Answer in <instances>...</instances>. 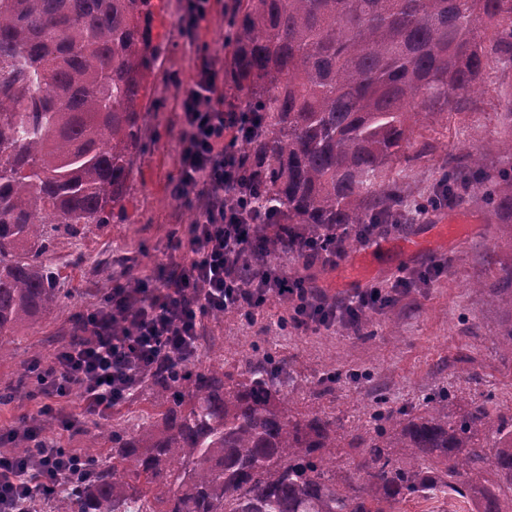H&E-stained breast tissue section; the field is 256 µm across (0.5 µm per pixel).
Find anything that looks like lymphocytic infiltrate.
Here are the masks:
<instances>
[{
  "instance_id": "f902f5d3",
  "label": "lymphocytic infiltrate",
  "mask_w": 512,
  "mask_h": 512,
  "mask_svg": "<svg viewBox=\"0 0 512 512\" xmlns=\"http://www.w3.org/2000/svg\"><path fill=\"white\" fill-rule=\"evenodd\" d=\"M224 71L202 56L180 100L175 199L205 197L194 224L173 237L165 262L146 274L138 289L115 283L86 320L89 332L61 347L38 375L44 414L54 401L77 394L83 412L61 416L63 428H80L83 415H104L125 402L142 370L154 362L197 360L196 338L216 311H247L276 299L293 307L295 327L330 328L379 299L389 288H358L334 300L299 276L273 266L252 280L239 268L249 256V232L267 221V211L240 185L236 145L251 126V114L224 107L217 93ZM122 321L124 333L112 330ZM32 447L27 455L0 457V512H16L21 498L51 484L75 455L34 424H22Z\"/></svg>"
}]
</instances>
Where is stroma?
<instances>
[{
    "label": "stroma",
    "mask_w": 512,
    "mask_h": 512,
    "mask_svg": "<svg viewBox=\"0 0 512 512\" xmlns=\"http://www.w3.org/2000/svg\"><path fill=\"white\" fill-rule=\"evenodd\" d=\"M233 0H211L206 21L187 28V0H153V43L159 57L142 100L141 147L135 157L124 201L125 211L103 229L78 241L59 245L51 258L63 278L66 296L59 307L34 327L18 328L0 341V388L24 381L23 390L7 405L0 404V456L9 454L8 433L23 419L36 416L43 404L35 380H22L34 359L50 362L55 350L68 342L73 317L90 312L100 301L102 283L142 276L163 259L175 231L185 230L197 203L172 197L178 175L177 142L181 128L179 103L192 82L200 52H207L218 67H228L232 48L226 43L224 14ZM512 96V62H490L479 92L458 93L454 111L419 130L418 144L403 149L395 161L400 169L399 190L407 202L425 201L435 190L440 167L477 148H486V167L494 171L507 160L491 145L501 136L498 105ZM465 222L468 233L450 241L437 234L438 225ZM414 239L418 250L404 251ZM512 251V240L494 223L483 193L471 191L466 202L408 221L405 231L381 235L376 244L352 243L336 269L303 267L294 255L278 261L291 275L304 277L334 295L354 287H391L409 271L434 263L445 270L417 288L399 293L389 310L398 321V333L376 322L370 337L361 338L335 327L298 332L280 329L284 305L269 301L257 308L253 321L234 311L223 321L205 324L224 351V369L238 374L244 355L266 350L288 359L301 388L292 395L293 412H307L313 403L309 388L333 372L344 374L322 409L335 412L348 431L365 423L370 393L381 388L393 406L419 410L425 395L448 388L482 399L493 396L498 406H512V357L497 347L495 330L500 312L476 281H493L497 256ZM83 264H76L77 254Z\"/></svg>",
    "instance_id": "35a3bbf8"
}]
</instances>
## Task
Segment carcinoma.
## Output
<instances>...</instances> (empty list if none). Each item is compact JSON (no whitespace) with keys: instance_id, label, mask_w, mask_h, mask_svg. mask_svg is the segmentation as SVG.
Listing matches in <instances>:
<instances>
[{"instance_id":"cac0c4a2","label":"carcinoma","mask_w":512,"mask_h":512,"mask_svg":"<svg viewBox=\"0 0 512 512\" xmlns=\"http://www.w3.org/2000/svg\"><path fill=\"white\" fill-rule=\"evenodd\" d=\"M153 19V0H0V338L57 307L61 240L123 210ZM227 24L228 75L258 114L238 149L268 205L256 274L287 249L401 223L403 146L452 94L481 90L489 60L512 61V0H234ZM478 185L512 239V171L488 172L481 152L445 166L424 206ZM487 291L512 356V254ZM287 368L266 354L244 357L240 380L219 356L145 372L152 412L97 425L79 478L24 512H397L428 496L512 512V409L441 390L412 413L378 394L353 434L321 408L293 413ZM346 446L361 450L355 472L333 465Z\"/></svg>"}]
</instances>
